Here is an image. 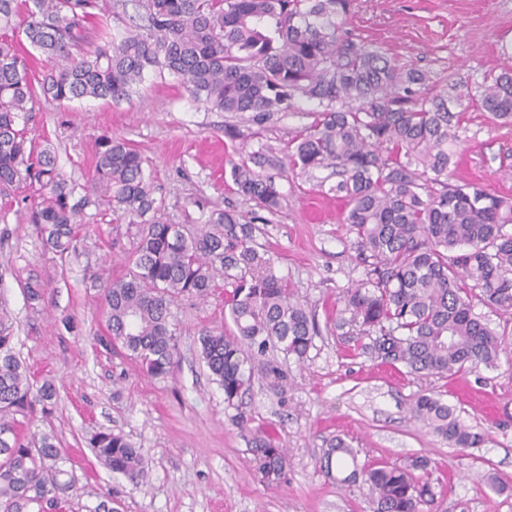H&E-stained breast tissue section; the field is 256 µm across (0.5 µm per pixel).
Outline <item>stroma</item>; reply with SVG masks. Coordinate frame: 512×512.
I'll use <instances>...</instances> for the list:
<instances>
[{
    "mask_svg": "<svg viewBox=\"0 0 512 512\" xmlns=\"http://www.w3.org/2000/svg\"><path fill=\"white\" fill-rule=\"evenodd\" d=\"M347 30L426 72L440 89L452 81L474 89L489 72L512 68V0H352ZM448 108L463 114L449 183L512 197V126L453 100ZM309 122L281 113L259 127L208 109L182 79L152 70L118 104L36 99L27 132L50 146L74 199L86 201L78 250L57 260L26 223L25 203L37 197V185L0 193V301L12 314L22 360L56 388L52 413L35 411L26 427L53 434L71 459L68 512L108 498L119 512H370L362 485L344 483L346 469L320 467L337 435L361 464L428 456L437 512H512V360L448 378L380 364L334 326L333 306L362 279L363 266L341 222L342 201L320 185L323 172L276 176L282 199L274 212L229 190L232 162L264 143L284 146ZM229 125L239 128L236 139L225 136ZM104 135L141 150L165 222L202 224L225 206L242 214L274 272L312 309L319 333L307 361L283 359L285 390L255 381L245 399L246 427L237 425L200 357L201 330L224 323L223 292L174 304L179 350L168 377L144 376L102 340V287L125 272L137 234L88 193L95 142ZM35 278L45 284L37 305L24 293ZM419 393L454 408L488 443L461 453L412 420ZM269 429L290 459L285 480L273 485L260 481L250 452L251 438ZM102 430L124 435L144 458L148 478L139 487L95 459L88 440Z\"/></svg>",
    "mask_w": 512,
    "mask_h": 512,
    "instance_id": "1",
    "label": "stroma"
}]
</instances>
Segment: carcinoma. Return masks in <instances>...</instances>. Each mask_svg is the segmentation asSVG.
I'll return each instance as SVG.
<instances>
[{"label":"carcinoma","mask_w":512,"mask_h":512,"mask_svg":"<svg viewBox=\"0 0 512 512\" xmlns=\"http://www.w3.org/2000/svg\"><path fill=\"white\" fill-rule=\"evenodd\" d=\"M350 7L351 0H0V185L39 184L26 220L63 262L76 251L79 208L54 152L18 127L37 93L117 103L154 69L181 77L195 100L246 113L258 126L306 103L313 121L295 138L232 164L233 192L274 211L281 192L257 169L280 170L284 156L303 173L332 169L329 191L345 202L343 222L364 267L336 311V328L351 327L376 359L410 375L447 378L495 364L512 345V324L490 328L473 311L471 293L512 314V198L448 183L459 116L447 102L471 92L450 85L438 93L425 72L354 41L346 31ZM22 15L27 42L54 61L38 80L15 36ZM91 27L99 40L92 50ZM477 102L492 121L511 124L512 72L489 75ZM91 186L138 228L126 273L104 289L112 348L126 351L143 374L168 376L178 349L172 306L211 296L223 279L232 328L203 331L201 357L246 424L240 406L254 376L275 390L288 384L266 352L304 361L318 334L314 315L270 271L253 225L238 211L218 209L206 224L163 222L144 159L128 141H97ZM55 395L52 382L37 380L16 353L13 318L0 303V512H65L67 458L52 435L28 434L23 422L37 405L49 410ZM411 413L454 448L487 441L433 396H417ZM89 446L133 486L147 479L144 459L123 435L96 432ZM252 452L261 478L280 482L289 459L277 436H258ZM348 459L356 462V451L338 437L324 467ZM428 466L423 455L374 463L343 481L362 478L372 512H432Z\"/></svg>","instance_id":"1"}]
</instances>
